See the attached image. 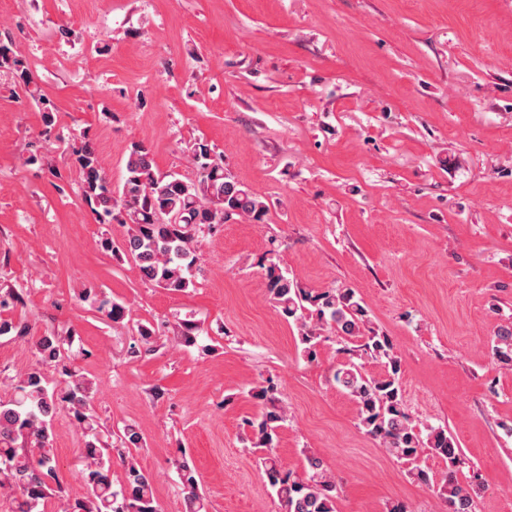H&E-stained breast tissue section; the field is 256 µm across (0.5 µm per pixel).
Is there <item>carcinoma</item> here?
Masks as SVG:
<instances>
[{"instance_id":"cac0c4a2","label":"carcinoma","mask_w":512,"mask_h":512,"mask_svg":"<svg viewBox=\"0 0 512 512\" xmlns=\"http://www.w3.org/2000/svg\"><path fill=\"white\" fill-rule=\"evenodd\" d=\"M0 74L13 82L20 105L34 106L47 123L54 122L53 102L41 89L20 42L9 33H0ZM65 152L79 173L78 191L84 204L99 223L125 229L121 252L133 261L143 281L171 293H185L195 286L196 243L204 231L213 232L233 217L253 224L267 222L265 199L227 174L222 155L204 138L186 146L195 171L192 177L157 171L148 150L132 144L123 182L116 189L85 135H71ZM265 288L277 311L296 324L308 361L316 359L323 332H334L342 339V352L349 358L335 371L334 380L356 402L358 427L380 440L386 452L422 482H429V476L418 465L421 455L442 460L447 472L437 483L438 497L447 512H473L471 493L455 478L460 464L457 442L443 426L429 425L421 432L413 425L404 410L401 362L389 337L372 326L368 308L356 292L345 286L323 291L306 288L272 258L266 266ZM22 300L18 289L0 288V337L31 345L35 357L26 371L9 378L12 394L0 397V490L13 493L12 512H159L154 477L132 455L144 446L143 436L132 424L111 429L100 423L92 380L74 366L82 350L75 349L73 329L33 336L28 323L1 317ZM97 309L114 325L127 317L126 306L106 298L97 300ZM203 332L202 324L193 318L173 328L175 342L185 348L194 346ZM137 335L139 339L127 349L130 357L156 351L153 326L138 325ZM365 355L382 361L384 374H367L358 363ZM492 355L502 366L512 368V321L499 326ZM49 369L59 379L49 380ZM251 394L264 403V411L247 421L254 435L252 447L262 453L267 484L283 512H336V479L319 457L306 456L300 474L282 466L276 447L288 414L277 384L268 379ZM61 412L78 428L84 462L83 496L74 500L62 495L52 451L53 423ZM114 451L124 469L117 486L112 480ZM173 467L185 493V512H208V500L186 456L174 460Z\"/></svg>"}]
</instances>
